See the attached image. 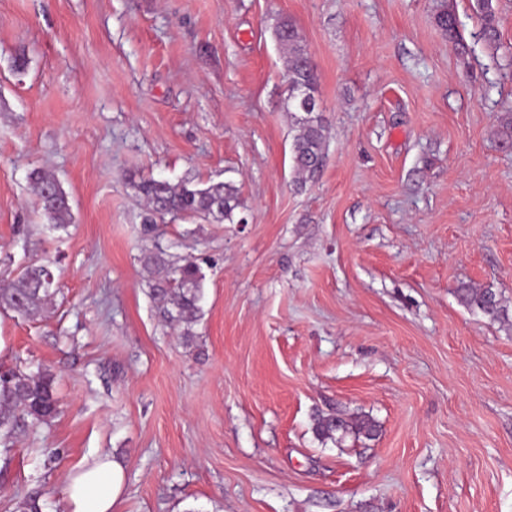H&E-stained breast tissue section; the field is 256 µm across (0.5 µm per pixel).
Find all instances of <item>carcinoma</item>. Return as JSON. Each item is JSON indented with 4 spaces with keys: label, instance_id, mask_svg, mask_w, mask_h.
<instances>
[{
    "label": "carcinoma",
    "instance_id": "cac0c4a2",
    "mask_svg": "<svg viewBox=\"0 0 512 512\" xmlns=\"http://www.w3.org/2000/svg\"><path fill=\"white\" fill-rule=\"evenodd\" d=\"M477 5L484 38L494 45L498 41L499 32L492 0H477ZM435 22L449 42L465 49L453 10L438 12ZM276 33L281 44L288 47L286 66L293 82L317 91L315 66L300 45L294 25L282 23ZM288 112L297 128L291 148L292 168L297 184L303 185L315 179L324 166L327 127L319 112L300 117L296 102L291 97L288 98ZM32 182L48 228L66 229L71 218L70 205L56 178L40 171L34 174ZM132 186L146 201L150 210L160 216L183 214L204 219L211 216L232 223L235 211L241 205L238 189L230 183L220 182L195 188L186 183L173 185L165 180L150 178L134 181ZM141 266L147 274L149 294L156 311L164 321L179 328L181 339L185 343H192L196 336L195 327L203 317L201 302L204 276L200 267L189 260L179 264L164 253L153 251L143 253ZM56 293L57 288L50 279L48 266L32 265L16 280L0 285V310L38 316ZM458 298L466 307L481 311L493 321L508 317L502 299L490 287L473 288L464 285L458 289ZM19 411L42 423L55 418L58 400L56 377L51 371H0V430L11 433L20 419L17 415ZM351 429L367 439H372L377 434V425L369 418L361 419L354 425L345 420L338 422L334 415H319L315 419V432L323 440H334L336 434H344Z\"/></svg>",
    "mask_w": 512,
    "mask_h": 512
}]
</instances>
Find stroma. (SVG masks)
<instances>
[{
	"label": "stroma",
	"mask_w": 512,
	"mask_h": 512,
	"mask_svg": "<svg viewBox=\"0 0 512 512\" xmlns=\"http://www.w3.org/2000/svg\"><path fill=\"white\" fill-rule=\"evenodd\" d=\"M493 5L495 46L476 0H0V284L34 262L59 283L40 316L0 311V369L59 380L58 415L0 452V512H60L101 450L124 473L112 512H512V0ZM283 20L329 129L302 186ZM140 178L233 184L239 221L152 219ZM146 250L201 267L192 344ZM319 414L378 432L324 441ZM435 22L448 37L449 42L458 46L461 51L465 49V44L459 31L458 20L453 10L448 8V10L438 12L435 16ZM276 33L282 45L288 47L286 66L293 82L308 86L313 92L317 91V77L311 57L300 45L296 28L291 23H281ZM286 70V71H287ZM288 74L287 79H288ZM32 182L48 228L50 230L66 229L70 223L71 209L68 197L56 178L40 171L34 174ZM458 298L466 307L478 309L493 321L508 317L502 299L490 287L473 288L470 285H464L458 288Z\"/></svg>",
	"instance_id": "stroma-1"
}]
</instances>
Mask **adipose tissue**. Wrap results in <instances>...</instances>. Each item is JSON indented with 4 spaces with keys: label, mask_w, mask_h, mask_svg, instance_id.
I'll list each match as a JSON object with an SVG mask.
<instances>
[{
    "label": "adipose tissue",
    "mask_w": 512,
    "mask_h": 512,
    "mask_svg": "<svg viewBox=\"0 0 512 512\" xmlns=\"http://www.w3.org/2000/svg\"><path fill=\"white\" fill-rule=\"evenodd\" d=\"M122 471L107 452L97 453L60 488L63 512H112L122 486Z\"/></svg>",
    "instance_id": "obj_1"
}]
</instances>
